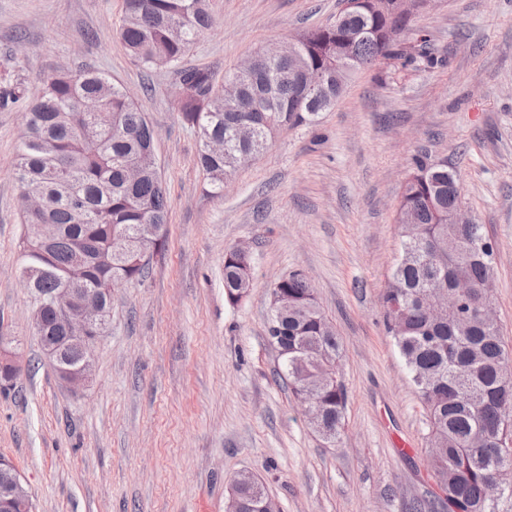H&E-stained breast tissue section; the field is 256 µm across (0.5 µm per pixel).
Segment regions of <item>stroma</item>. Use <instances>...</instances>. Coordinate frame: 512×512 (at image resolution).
<instances>
[{"label":"stroma","instance_id":"stroma-1","mask_svg":"<svg viewBox=\"0 0 512 512\" xmlns=\"http://www.w3.org/2000/svg\"><path fill=\"white\" fill-rule=\"evenodd\" d=\"M215 26L186 57L217 76L256 50L335 21L341 0H211ZM124 0H0V76L38 94L59 69H99L159 138L168 243L145 278L112 290L93 377L56 378L32 328L14 169L23 111L0 108V336L20 370L0 389V456L34 512H225L256 473L280 512H412L437 492L427 414L386 325L396 214L414 157L447 165L495 246L494 309L512 351V0H429L394 56L356 72L314 124L283 127L210 192L199 139L169 106L175 74L136 66L115 39ZM427 36L437 66L404 53ZM249 247L253 288L224 295V251ZM310 275L342 340L344 429L308 424L270 343L271 289Z\"/></svg>","mask_w":512,"mask_h":512}]
</instances>
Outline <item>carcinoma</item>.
Wrapping results in <instances>:
<instances>
[{
    "instance_id": "1",
    "label": "carcinoma",
    "mask_w": 512,
    "mask_h": 512,
    "mask_svg": "<svg viewBox=\"0 0 512 512\" xmlns=\"http://www.w3.org/2000/svg\"><path fill=\"white\" fill-rule=\"evenodd\" d=\"M386 5L360 0L346 23L365 30L356 41H336V31L318 27L298 40L296 60L280 61L269 46L253 55L255 78L242 80L240 101L224 99L212 71L183 65L197 39L216 19L210 0H124L117 38L124 52L145 69L171 68L178 82L172 108L200 140L197 163L211 193L224 194V179L245 156L260 155L284 125L314 122L330 109L343 87H328L320 101L299 104L301 75L325 76L336 54L359 70L391 56L392 48L375 33L386 23ZM24 110L16 160L22 196L36 206L22 210L21 246L34 271L31 287L48 295L76 276L87 288H105L114 274L142 278L150 261L130 264L129 250L161 253L166 243L168 197L155 153L152 126L127 92L104 73L86 68L61 70L31 98L19 83L0 91V106ZM401 207L416 223L401 227L400 253L383 294L386 320L403 330L393 335L412 382L428 410L430 468L439 489L414 504L415 512H512V448H501L504 412L512 410V353L499 325L477 309L492 260L469 251L486 238L483 226L467 224L458 237L448 233V209L460 201V185L448 167L414 158ZM57 224L60 235L44 243L35 225ZM463 277L473 285L462 311L472 312L461 330L456 313L428 317L421 300L438 284ZM252 257L246 250L224 251L227 301H243L252 288ZM288 309L274 310L269 321L288 339L280 357L297 399L313 397L325 427L341 436L346 390L343 382L319 383L327 366L340 367L342 346L322 313L315 290L300 272L278 280ZM43 336L61 335L56 315L43 312ZM241 512H255L254 486L238 483Z\"/></svg>"
}]
</instances>
